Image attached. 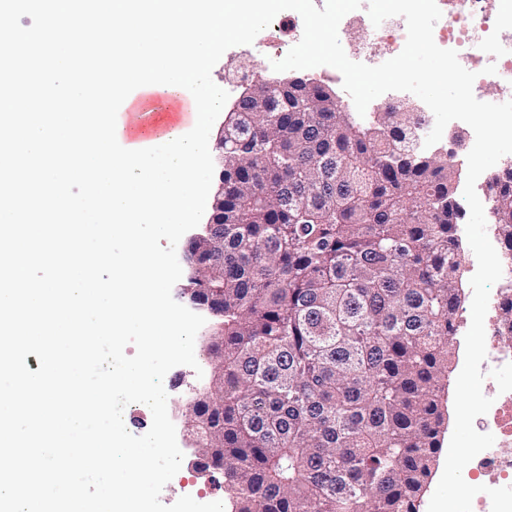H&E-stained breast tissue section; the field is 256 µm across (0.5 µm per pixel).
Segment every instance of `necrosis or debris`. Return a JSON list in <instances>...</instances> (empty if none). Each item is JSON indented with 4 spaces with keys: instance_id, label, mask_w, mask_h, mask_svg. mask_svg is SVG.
<instances>
[{
    "instance_id": "4bbe7bcc",
    "label": "necrosis or debris",
    "mask_w": 512,
    "mask_h": 512,
    "mask_svg": "<svg viewBox=\"0 0 512 512\" xmlns=\"http://www.w3.org/2000/svg\"><path fill=\"white\" fill-rule=\"evenodd\" d=\"M488 3L489 0H437L442 16L434 26L433 37L440 48L455 50L460 64L475 73L473 93L477 99H484L492 91L506 102L512 100V41H497L493 35L503 25H512V5L492 10ZM267 32L263 47L269 54H281L300 41L302 18L295 11H282ZM406 38L405 19L388 18L364 40L360 56L389 60L400 53ZM491 64L496 66V74L486 73V66ZM488 238L501 260L503 276L490 292L485 325L487 356L481 364L485 372L512 362V324L503 315L505 308L512 305V247L497 231H490ZM474 427L481 433H494L495 444L469 462L471 484L512 486V391L496 395L489 411L475 419Z\"/></svg>"
}]
</instances>
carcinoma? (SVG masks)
<instances>
[{
  "label": "carcinoma",
  "instance_id": "cac0c4a2",
  "mask_svg": "<svg viewBox=\"0 0 512 512\" xmlns=\"http://www.w3.org/2000/svg\"><path fill=\"white\" fill-rule=\"evenodd\" d=\"M229 112L224 223L196 298L223 297L227 512H418L446 414L461 264L450 155L413 151L405 112H344L293 86ZM512 245V172L490 190Z\"/></svg>",
  "mask_w": 512,
  "mask_h": 512
}]
</instances>
